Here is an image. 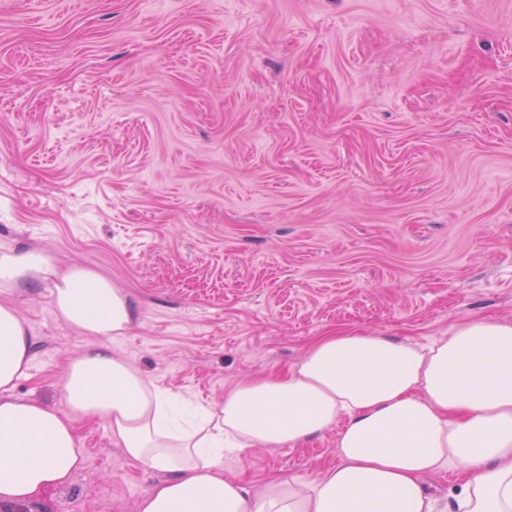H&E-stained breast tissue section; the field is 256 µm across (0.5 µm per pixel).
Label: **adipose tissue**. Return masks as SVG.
Returning a JSON list of instances; mask_svg holds the SVG:
<instances>
[{
    "mask_svg": "<svg viewBox=\"0 0 512 512\" xmlns=\"http://www.w3.org/2000/svg\"><path fill=\"white\" fill-rule=\"evenodd\" d=\"M50 285L58 318L106 341L133 313L111 280L0 246V294ZM33 332L0 303V504L66 484L83 463L74 415L103 420L124 455L163 471L137 512H437L425 477L458 476L448 512H512V321L474 318L427 343L373 331L317 337L284 376L234 384L219 407L161 390L109 349L70 361L64 408L16 399ZM336 432L319 477L255 491L225 477L238 448L298 447Z\"/></svg>",
    "mask_w": 512,
    "mask_h": 512,
    "instance_id": "obj_1",
    "label": "adipose tissue"
}]
</instances>
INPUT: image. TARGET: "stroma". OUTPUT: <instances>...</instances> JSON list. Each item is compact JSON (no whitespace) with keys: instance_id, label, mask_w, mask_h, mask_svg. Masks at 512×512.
<instances>
[{"instance_id":"obj_1","label":"stroma","mask_w":512,"mask_h":512,"mask_svg":"<svg viewBox=\"0 0 512 512\" xmlns=\"http://www.w3.org/2000/svg\"><path fill=\"white\" fill-rule=\"evenodd\" d=\"M111 279L108 346L219 405L316 337L427 342L512 321V0H0V246ZM13 390L63 405L99 339L50 287ZM82 466L0 512H137L165 473L76 417ZM336 462V432L245 448L260 490Z\"/></svg>"}]
</instances>
